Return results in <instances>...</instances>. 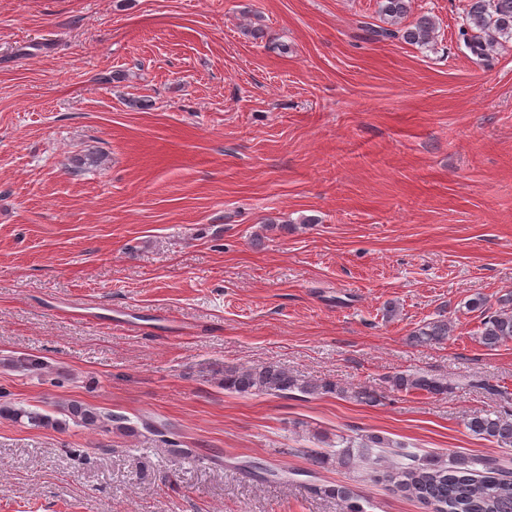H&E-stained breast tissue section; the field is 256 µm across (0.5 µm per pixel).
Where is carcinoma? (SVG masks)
Wrapping results in <instances>:
<instances>
[{"mask_svg":"<svg viewBox=\"0 0 512 512\" xmlns=\"http://www.w3.org/2000/svg\"><path fill=\"white\" fill-rule=\"evenodd\" d=\"M410 9V0H379L378 13L383 25L367 23L361 30L374 41L401 39L426 48L435 38L436 24L427 15L405 23ZM458 37L472 56L480 61L488 60L500 39L512 38V0H469ZM448 333L447 321H433L414 330L411 339L419 345H432L447 338ZM480 336L488 347L512 340V309L502 308L485 315ZM390 383L400 391L418 390L433 395H446L450 390L448 381L425 374H398ZM223 384L225 390L238 394L286 396L294 391L306 395L333 391L346 394L333 382L306 380L273 362L246 367L226 365ZM66 413L83 426L113 423L115 430L121 433L135 432V426L128 419L104 416L79 401L69 403ZM1 414L16 420L25 417L34 426L49 422L48 416L39 412L7 405L0 407ZM466 427L479 438L495 442L502 448L512 447V413L478 412L468 418ZM337 445L340 449L336 450V459L340 464L347 466L358 457L371 467L381 465L382 456H373L370 449L392 447L388 439L379 435L365 436L359 443L362 451L358 456L352 451L354 440L342 437ZM387 477L396 491L422 503L439 504L444 512H512V462L506 458H456L448 462L424 458L417 464L399 462L388 466ZM313 490L340 499L345 512H364V497L347 485L315 486Z\"/></svg>","mask_w":512,"mask_h":512,"instance_id":"carcinoma-1","label":"carcinoma"}]
</instances>
